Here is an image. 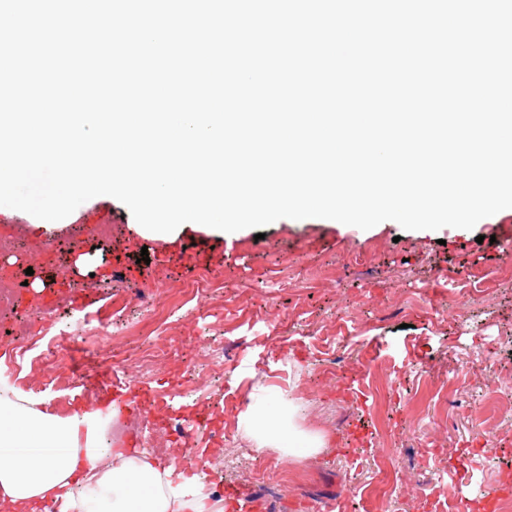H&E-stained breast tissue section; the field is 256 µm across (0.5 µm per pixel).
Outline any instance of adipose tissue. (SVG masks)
Returning a JSON list of instances; mask_svg holds the SVG:
<instances>
[{
    "instance_id": "obj_1",
    "label": "adipose tissue",
    "mask_w": 512,
    "mask_h": 512,
    "mask_svg": "<svg viewBox=\"0 0 512 512\" xmlns=\"http://www.w3.org/2000/svg\"><path fill=\"white\" fill-rule=\"evenodd\" d=\"M285 401L251 404L245 416L258 446L298 455L323 447L322 438L301 434L285 422ZM97 411L67 419L20 404L0 392V512H36L64 502L69 512H223L205 484L186 477L135 448H116L117 464L99 470L103 453Z\"/></svg>"
}]
</instances>
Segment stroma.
I'll list each match as a JSON object with an SVG mask.
<instances>
[{
	"instance_id": "stroma-1",
	"label": "stroma",
	"mask_w": 512,
	"mask_h": 512,
	"mask_svg": "<svg viewBox=\"0 0 512 512\" xmlns=\"http://www.w3.org/2000/svg\"><path fill=\"white\" fill-rule=\"evenodd\" d=\"M0 215L12 245L0 277L18 285L14 312L0 313V384L45 411L99 407L105 394L44 378L93 373L112 352L127 358L113 383L136 403L118 416L129 428L117 444L204 462L208 490L238 485L263 512H455L457 499L512 484L511 209L470 230L281 218L226 239L190 222L171 241L138 235L107 195L46 232L26 212ZM99 224L108 236L95 235ZM87 254L94 265H79ZM30 276L44 291L25 287ZM148 298L160 310L152 321ZM58 303L85 313L117 304L123 326L5 371L13 331L24 323L44 341L29 316ZM229 342L238 348L224 378L214 359ZM279 395L324 447L300 458L256 451L241 416ZM201 416L204 431L191 426Z\"/></svg>"
}]
</instances>
